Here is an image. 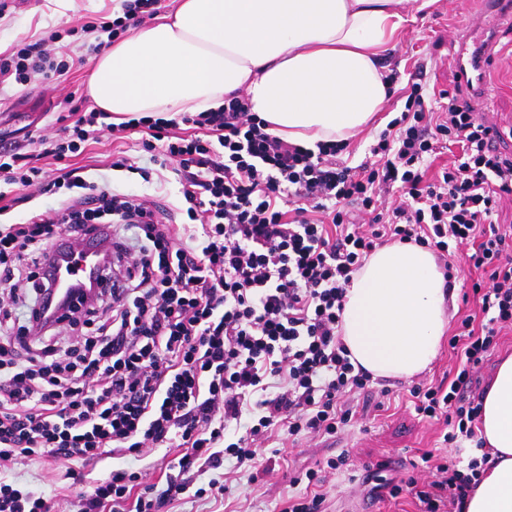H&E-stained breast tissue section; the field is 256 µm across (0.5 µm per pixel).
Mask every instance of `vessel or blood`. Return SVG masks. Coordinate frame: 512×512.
I'll use <instances>...</instances> for the list:
<instances>
[{
	"label": "vessel or blood",
	"mask_w": 512,
	"mask_h": 512,
	"mask_svg": "<svg viewBox=\"0 0 512 512\" xmlns=\"http://www.w3.org/2000/svg\"><path fill=\"white\" fill-rule=\"evenodd\" d=\"M484 10L477 21L463 26L456 54L461 84L456 92L458 105L483 108L486 72L494 57L499 23L512 19V0H482Z\"/></svg>",
	"instance_id": "obj_1"
}]
</instances>
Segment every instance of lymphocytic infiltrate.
I'll list each match as a JSON object with an SVG mask.
<instances>
[{
  "mask_svg": "<svg viewBox=\"0 0 512 512\" xmlns=\"http://www.w3.org/2000/svg\"><path fill=\"white\" fill-rule=\"evenodd\" d=\"M163 0H123L119 17L84 25L92 51L160 12ZM69 64L55 38L0 54V81L50 79ZM186 131H179V124ZM143 128L153 163L183 190L188 231L156 217L145 200L112 191L65 165L104 132ZM490 125L455 105L432 107L425 83L410 85L357 167L346 143L316 150L271 135L244 98L176 121L144 116L112 124L90 111L49 141L53 175L26 166L20 146L0 149V181L62 199L50 213L0 225V512H49L46 499L10 479L15 466L62 461L67 473L105 459L176 448L165 488L144 471L113 469L81 499L80 512H136L182 498L191 468L253 460L276 430L293 438L336 435L370 372L340 340L345 294L377 247L413 242L437 255L453 290L450 245L470 243L485 318L461 320L449 341L459 364L445 386H413L418 415L443 425L444 443H474L481 402L472 390L502 329L512 326V234L494 224L512 196V154L491 146ZM461 144L460 163L428 180L439 144ZM91 242L104 263L90 290L74 288L54 320L41 302L57 251ZM415 489L423 512L462 507L480 481L478 458L437 463Z\"/></svg>",
  "mask_w": 512,
  "mask_h": 512,
  "instance_id": "f902f5d3",
  "label": "lymphocytic infiltrate"
}]
</instances>
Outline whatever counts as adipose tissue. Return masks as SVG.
I'll use <instances>...</instances> for the list:
<instances>
[{"instance_id":"adipose-tissue-1","label":"adipose tissue","mask_w":512,"mask_h":512,"mask_svg":"<svg viewBox=\"0 0 512 512\" xmlns=\"http://www.w3.org/2000/svg\"><path fill=\"white\" fill-rule=\"evenodd\" d=\"M406 0H176L160 22L96 55L87 93L113 122L206 112L245 90L270 133L315 148L364 130L391 95L380 64ZM433 252L378 248L346 293L341 340L379 377H412L436 357L448 325ZM488 464L463 512H512V356L480 410Z\"/></svg>"}]
</instances>
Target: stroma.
<instances>
[{
	"mask_svg": "<svg viewBox=\"0 0 512 512\" xmlns=\"http://www.w3.org/2000/svg\"><path fill=\"white\" fill-rule=\"evenodd\" d=\"M481 10L480 0H433L424 10L418 9L415 0H409L398 41L385 55V66L397 70L399 78L381 119L388 121L400 115L404 108L403 90L418 68H425L426 80L435 91H453L457 83L456 33L459 27L477 18ZM120 13V0H17L15 7L0 15V53L11 50L18 40L35 41L56 32L70 63L65 73L56 76V91L51 96L44 95L43 82L37 77L24 85L0 82L1 136L17 142H27L30 134L53 137L73 122L75 113L92 109L86 83L91 66L87 46L93 38L73 37L69 31ZM496 50L498 56L487 77L486 110L502 136L511 141V25H502ZM140 141L137 132L116 141L104 138L89 144L73 162L86 167L97 182L144 197L156 216L173 224L185 222L178 175L150 167L139 149ZM118 156L137 165V172L112 170V160ZM145 166L151 169L146 178L139 174ZM469 254V246L461 245L450 257L456 276L455 305L448 325L452 331L463 317L479 311L478 298L471 288L477 273L470 267ZM456 363L452 349L441 346L437 358L415 379L398 380V394L388 408L378 409L376 395L365 394L358 399L356 419L338 437L293 444L276 438L271 447L257 450L251 465L240 467L228 459L221 469L193 473L192 486L199 489V496H185L168 504L164 512H280L289 496L306 494L300 478L307 469L341 454L347 457L346 465L330 476L323 488L325 512H418L411 494L373 499L368 497L362 481L367 476L376 485L387 479L405 480L412 476L425 481V473L415 472L410 462L435 448L444 457L476 456V449L469 447L440 448V426L420 419L409 394L413 383L436 385L447 380ZM54 468L53 461H33L15 469L14 475L49 499L55 512H77L81 494L89 491L91 484L108 479L112 463L104 461L92 472L77 470L75 477L68 479L57 477ZM213 479L226 480L228 489L224 494L211 495L208 486Z\"/></svg>",
	"mask_w": 512,
	"mask_h": 512,
	"instance_id": "stroma-1",
	"label": "stroma"
}]
</instances>
